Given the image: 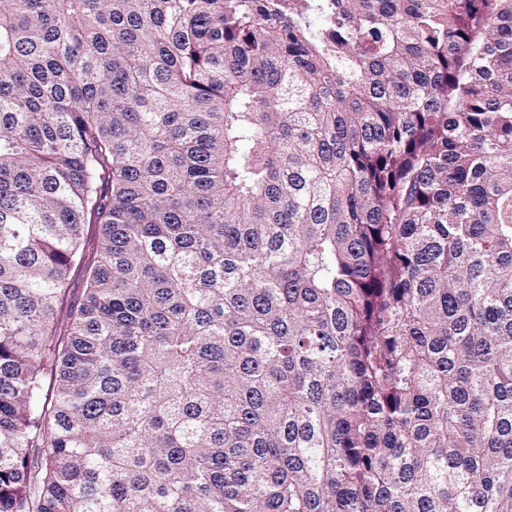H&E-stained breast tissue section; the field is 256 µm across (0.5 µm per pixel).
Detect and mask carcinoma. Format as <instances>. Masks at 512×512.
Returning <instances> with one entry per match:
<instances>
[{"mask_svg":"<svg viewBox=\"0 0 512 512\" xmlns=\"http://www.w3.org/2000/svg\"><path fill=\"white\" fill-rule=\"evenodd\" d=\"M0 512H512V0H0Z\"/></svg>","mask_w":512,"mask_h":512,"instance_id":"1","label":"carcinoma"}]
</instances>
